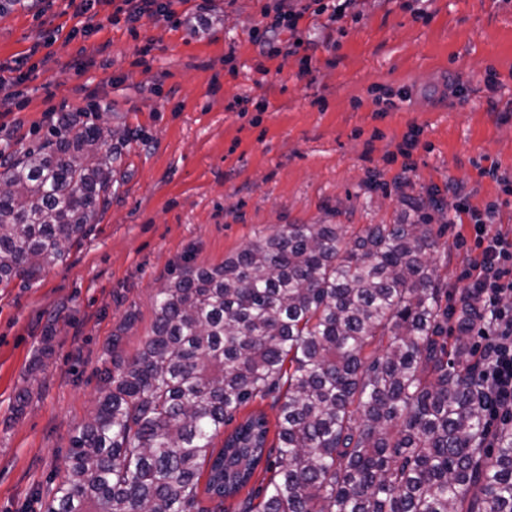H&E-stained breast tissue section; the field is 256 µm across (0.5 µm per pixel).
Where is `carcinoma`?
<instances>
[{"label": "carcinoma", "mask_w": 512, "mask_h": 512, "mask_svg": "<svg viewBox=\"0 0 512 512\" xmlns=\"http://www.w3.org/2000/svg\"><path fill=\"white\" fill-rule=\"evenodd\" d=\"M112 130L63 115L0 173V285L66 260L112 200ZM414 224H282L157 289L112 353L43 512H512V432L484 448L473 350ZM272 400L277 444L264 410ZM224 436L222 446L215 439Z\"/></svg>", "instance_id": "obj_1"}]
</instances>
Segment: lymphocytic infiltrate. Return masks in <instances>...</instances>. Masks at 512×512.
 <instances>
[{"label":"lymphocytic infiltrate","instance_id":"lymphocytic-infiltrate-1","mask_svg":"<svg viewBox=\"0 0 512 512\" xmlns=\"http://www.w3.org/2000/svg\"><path fill=\"white\" fill-rule=\"evenodd\" d=\"M496 205L473 224L480 258L466 272L465 327L484 340L475 376L486 429L512 424V238L493 231Z\"/></svg>","mask_w":512,"mask_h":512}]
</instances>
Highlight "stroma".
<instances>
[{"instance_id": "stroma-1", "label": "stroma", "mask_w": 512, "mask_h": 512, "mask_svg": "<svg viewBox=\"0 0 512 512\" xmlns=\"http://www.w3.org/2000/svg\"><path fill=\"white\" fill-rule=\"evenodd\" d=\"M275 6L170 0V18L133 28L111 0L0 16V96L20 104L0 116V150L40 145L63 112L118 131L92 232L36 280L0 286V512H40L102 394L103 359L136 352L184 264H220L281 224L355 233L426 214L457 294L478 255L473 214L498 203L494 227L512 236V0H353L278 29L271 57L254 30ZM382 86L407 101L386 109Z\"/></svg>"}]
</instances>
